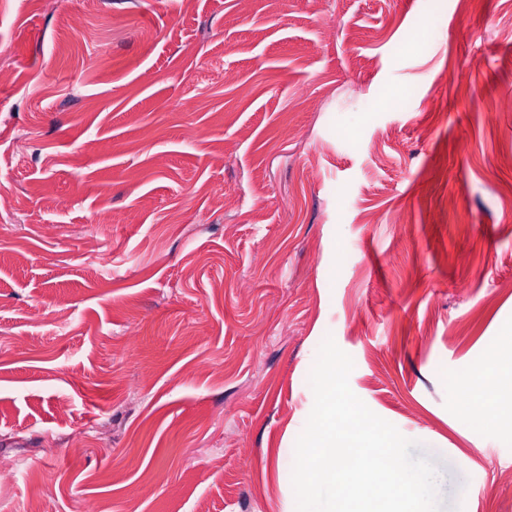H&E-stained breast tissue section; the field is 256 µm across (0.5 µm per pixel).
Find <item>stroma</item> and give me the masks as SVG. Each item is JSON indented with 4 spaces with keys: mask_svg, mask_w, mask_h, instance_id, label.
Wrapping results in <instances>:
<instances>
[{
    "mask_svg": "<svg viewBox=\"0 0 512 512\" xmlns=\"http://www.w3.org/2000/svg\"><path fill=\"white\" fill-rule=\"evenodd\" d=\"M0 69V512H295L328 336L512 512V0H0ZM473 391L479 393L475 403L469 402V417L486 425L493 422V410L499 398L512 391V360L499 362L490 369L477 371L472 379Z\"/></svg>",
    "mask_w": 512,
    "mask_h": 512,
    "instance_id": "stroma-1",
    "label": "stroma"
}]
</instances>
